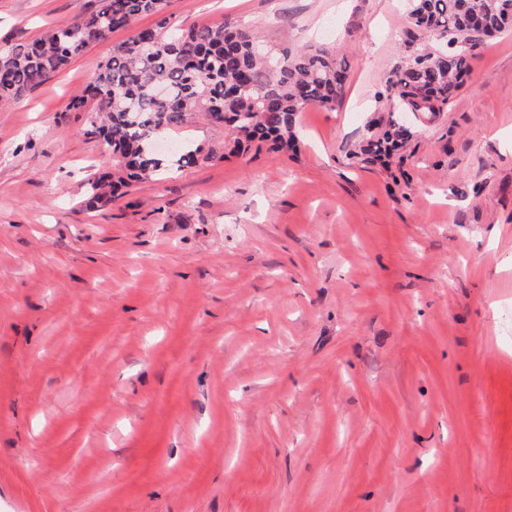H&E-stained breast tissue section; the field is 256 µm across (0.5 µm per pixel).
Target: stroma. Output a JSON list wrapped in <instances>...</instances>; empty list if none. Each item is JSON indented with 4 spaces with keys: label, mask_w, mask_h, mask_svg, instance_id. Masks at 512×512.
Returning a JSON list of instances; mask_svg holds the SVG:
<instances>
[{
    "label": "stroma",
    "mask_w": 512,
    "mask_h": 512,
    "mask_svg": "<svg viewBox=\"0 0 512 512\" xmlns=\"http://www.w3.org/2000/svg\"><path fill=\"white\" fill-rule=\"evenodd\" d=\"M94 0H0V44ZM349 65L290 151L219 150L90 209L69 111L111 39L0 112V512H512V34L447 111L391 117L405 0H172ZM411 137L412 131L400 115L394 118L391 116L378 133L365 138L355 157L361 163L382 160V157L390 156L403 147Z\"/></svg>",
    "instance_id": "1"
}]
</instances>
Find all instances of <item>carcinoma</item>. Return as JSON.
Listing matches in <instances>:
<instances>
[{
    "mask_svg": "<svg viewBox=\"0 0 512 512\" xmlns=\"http://www.w3.org/2000/svg\"><path fill=\"white\" fill-rule=\"evenodd\" d=\"M170 0H96L81 19L18 44L0 45V108L64 71L88 47L127 29L141 15L156 23L112 45L86 94L69 110L83 112V134L112 148V171L90 182L87 203L112 201L130 182L167 163L156 139L198 114L229 127L228 146L294 147L296 117L309 106L334 109L345 92L348 65L330 49L309 45L276 55L258 34L228 24L175 27ZM406 23L444 42L417 46L387 81L411 112H442L463 86L476 41L512 31V0H408ZM412 137L399 116L365 138L356 158L373 163ZM216 151L185 145L176 164L213 160Z\"/></svg>",
    "mask_w": 512,
    "mask_h": 512,
    "instance_id": "cac0c4a2",
    "label": "carcinoma"
}]
</instances>
